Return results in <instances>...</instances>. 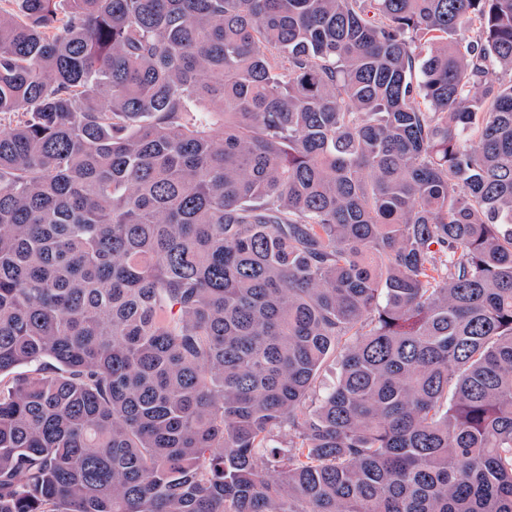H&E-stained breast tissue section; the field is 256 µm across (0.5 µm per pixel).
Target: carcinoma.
Here are the masks:
<instances>
[{"mask_svg":"<svg viewBox=\"0 0 512 512\" xmlns=\"http://www.w3.org/2000/svg\"><path fill=\"white\" fill-rule=\"evenodd\" d=\"M0 115V512H512V0H0Z\"/></svg>","mask_w":512,"mask_h":512,"instance_id":"1","label":"carcinoma"}]
</instances>
